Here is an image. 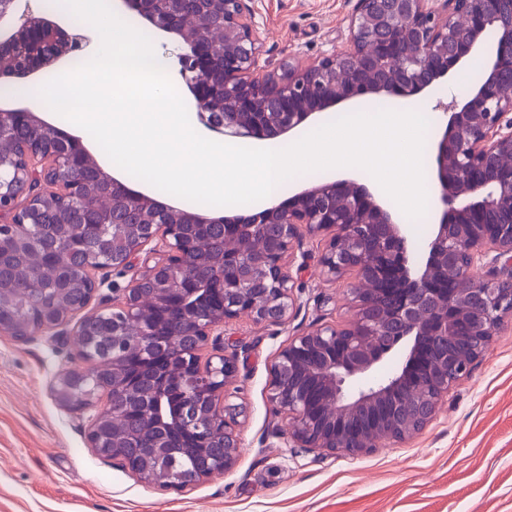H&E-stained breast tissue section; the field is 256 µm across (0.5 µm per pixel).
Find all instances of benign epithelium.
<instances>
[{"label":"benign epithelium","mask_w":512,"mask_h":512,"mask_svg":"<svg viewBox=\"0 0 512 512\" xmlns=\"http://www.w3.org/2000/svg\"><path fill=\"white\" fill-rule=\"evenodd\" d=\"M182 0H119L148 25L180 45L179 74L191 91L200 122L233 138L264 140L292 136L317 113L345 106L364 96L392 95L418 100L437 83L463 68L475 47H487L484 80L461 98L439 104L447 116L432 142V183L438 207L434 231L424 247L414 245L390 205L354 178L306 185L288 199L250 215L198 214L131 190L122 179L96 166L106 205L122 201L144 224L164 223L137 239L132 255L145 253V270L122 288L112 283V311L134 325L147 341L167 337L181 350V337L193 343L178 370L160 375L151 366L139 380L156 388L151 412L157 428L150 452L121 456L119 463L141 479L169 482L167 464L177 444L166 430L195 429L200 442L221 435L224 449L202 470L185 475L187 483L226 473L240 443L233 418L226 415L229 387L235 383L237 357L224 350V328L232 322L280 323L300 307L289 286V266L302 238L323 236L322 275L336 280L354 276L348 289L353 311L341 328L321 326L296 337L272 368L269 399L283 416L276 436L287 448H313L361 455L383 440H405L420 433L448 396L449 387L468 374L488 351L506 317L512 293L500 290L487 263L512 269V7L504 0H356L347 45L314 66L290 59L275 67L260 63L261 47L249 0H221V56L206 29L185 22ZM48 49L21 67H0L2 79H29L43 69L84 52L91 43L81 28L66 29L39 11H24L0 32V50L26 47L35 39ZM21 119L39 127L50 143L21 148L19 167L0 174V196H14L9 223H37L38 206L53 194L81 190L65 170L93 155L82 140L60 132L30 108L0 105V134ZM210 224L224 226V237L252 239L270 224L281 228L270 245L256 250L225 248L210 260L212 277L191 271L189 237ZM92 286L84 302L64 312L48 309L35 327L0 322V335L25 341L37 332L70 337L82 369L60 374L53 386L64 408L83 411L99 391L88 384L112 371V398L87 425L89 447L103 456L124 447L125 416L139 394L121 382L117 359L94 355L80 329L83 312L105 280L89 270ZM157 288L176 282L168 299L146 297L139 285ZM220 303L208 317L194 312Z\"/></svg>","instance_id":"obj_1"}]
</instances>
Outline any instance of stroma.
<instances>
[{
	"instance_id": "stroma-1",
	"label": "stroma",
	"mask_w": 512,
	"mask_h": 512,
	"mask_svg": "<svg viewBox=\"0 0 512 512\" xmlns=\"http://www.w3.org/2000/svg\"><path fill=\"white\" fill-rule=\"evenodd\" d=\"M262 60L318 62L348 37L355 0H251ZM323 237H304L289 272L300 306L279 324L229 325L238 355L230 403L241 448L227 473L179 489L140 480L89 447L87 413L56 401L72 367L62 337H0V512H512V318L420 434L361 456L285 448L268 400L279 351L344 325L351 276L319 275Z\"/></svg>"
}]
</instances>
